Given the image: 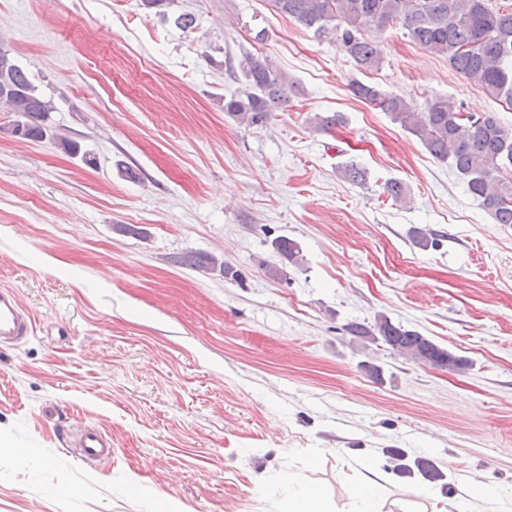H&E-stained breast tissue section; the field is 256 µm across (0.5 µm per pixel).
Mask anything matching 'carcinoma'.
<instances>
[{
    "instance_id": "carcinoma-1",
    "label": "carcinoma",
    "mask_w": 512,
    "mask_h": 512,
    "mask_svg": "<svg viewBox=\"0 0 512 512\" xmlns=\"http://www.w3.org/2000/svg\"><path fill=\"white\" fill-rule=\"evenodd\" d=\"M274 8L317 35H332L357 66L377 70L382 64L377 37L399 27L411 42L448 63L487 94L512 105V7L493 9L488 0H271ZM244 88L224 99L225 114L240 125H260L285 110L303 94L299 84L280 71L268 56L246 52L239 63ZM353 95L378 106L414 134L440 161H448L466 181L467 191L495 223L512 224V130L487 112L476 115L444 96L427 101L426 111L411 110L406 100L377 86L355 82ZM0 106L13 119L4 131L23 141L50 140L68 156L91 165L94 158L81 145L49 124L56 111L52 98L38 92L27 73L0 49ZM282 265L266 267L274 279L285 276L284 265L303 260L299 244L286 237L272 243ZM182 268L208 274L216 269L233 277V268L212 253L187 251L171 257ZM349 335L382 342L394 353L421 364L461 371L468 362L420 332L379 314L370 324L351 321Z\"/></svg>"
}]
</instances>
